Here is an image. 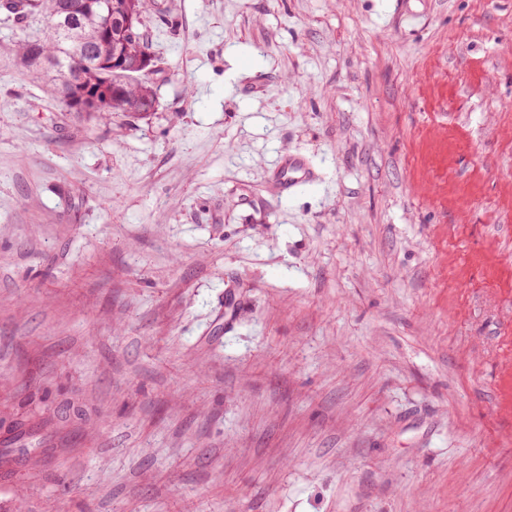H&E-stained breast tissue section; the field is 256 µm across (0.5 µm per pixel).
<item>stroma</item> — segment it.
<instances>
[{
    "instance_id": "stroma-1",
    "label": "stroma",
    "mask_w": 512,
    "mask_h": 512,
    "mask_svg": "<svg viewBox=\"0 0 512 512\" xmlns=\"http://www.w3.org/2000/svg\"><path fill=\"white\" fill-rule=\"evenodd\" d=\"M142 23L143 118L0 23V512H512V0ZM279 176L285 189L292 188L309 180L310 171L305 159L299 155H290L281 160Z\"/></svg>"
}]
</instances>
